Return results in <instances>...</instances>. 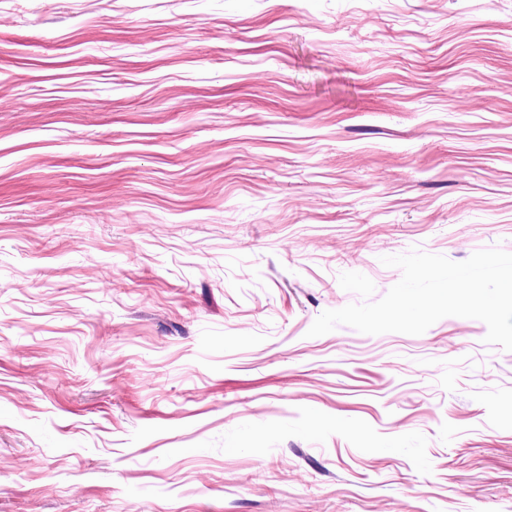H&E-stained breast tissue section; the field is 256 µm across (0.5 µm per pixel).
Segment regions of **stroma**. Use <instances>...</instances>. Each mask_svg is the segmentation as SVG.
Masks as SVG:
<instances>
[{
	"mask_svg": "<svg viewBox=\"0 0 512 512\" xmlns=\"http://www.w3.org/2000/svg\"><path fill=\"white\" fill-rule=\"evenodd\" d=\"M0 512H512V352L341 325L512 252V0H0Z\"/></svg>",
	"mask_w": 512,
	"mask_h": 512,
	"instance_id": "obj_1",
	"label": "stroma"
}]
</instances>
